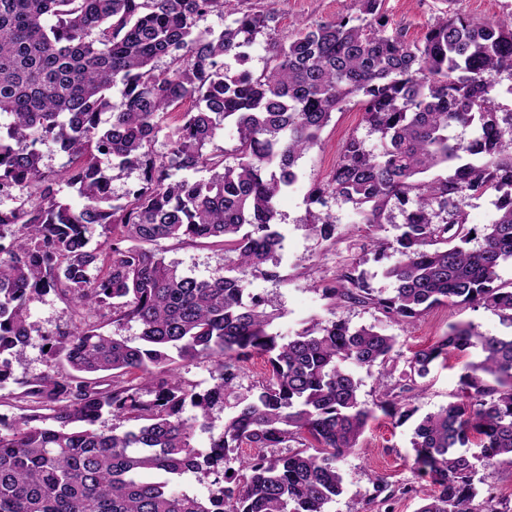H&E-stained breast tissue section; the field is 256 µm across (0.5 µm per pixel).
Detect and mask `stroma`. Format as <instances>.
<instances>
[{
  "mask_svg": "<svg viewBox=\"0 0 512 512\" xmlns=\"http://www.w3.org/2000/svg\"><path fill=\"white\" fill-rule=\"evenodd\" d=\"M243 11L272 12L270 23L281 40H288L299 29L313 28L337 16H358L357 0H240ZM382 10L390 26L406 29L409 39H421L435 21L455 12L479 21L499 20L512 16V0H383ZM365 139L370 149L380 146L371 135L356 102L347 103L333 113L321 133L320 143L298 162V180L277 202V222L285 239L276 254L279 279L250 278L251 293L261 296L268 309L278 311L273 323L275 333L292 336L311 322L327 319L328 302L318 289L321 279L333 277L347 265L356 266L375 292L390 293L391 280L382 274L369 246L370 232L361 224L351 204L333 197L329 205L336 217V241L329 244L312 236L304 225L308 195L318 184H326L336 165L343 144L350 136ZM166 260L178 263L180 269L199 276L223 270L226 258L219 247L209 244L177 246L163 240L158 245ZM343 314L353 326L373 325L395 336L403 352H410L433 343L443 335L449 324L472 322L480 332L505 334L499 316L479 308L441 307L410 324H395L369 307L350 306ZM30 321L36 331L26 349L22 364L16 365L13 378L0 384V413L14 415L12 398L18 391L19 379H30L57 367L56 360L44 350L43 333L65 328L71 311L55 294H48L33 303ZM468 356L454 354L444 363L431 367L421 379L422 389L414 399L417 416L437 411L458 392L459 376ZM412 422L399 423L384 416L369 422L359 448L342 464L344 492L329 504L328 512H417L419 499L402 495L401 487L412 484L429 489L428 477L413 468ZM382 486H375V478Z\"/></svg>",
  "mask_w": 512,
  "mask_h": 512,
  "instance_id": "stroma-1",
  "label": "stroma"
}]
</instances>
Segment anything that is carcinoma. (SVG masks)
Returning <instances> with one entry per match:
<instances>
[{
  "label": "carcinoma",
  "instance_id": "1",
  "mask_svg": "<svg viewBox=\"0 0 512 512\" xmlns=\"http://www.w3.org/2000/svg\"><path fill=\"white\" fill-rule=\"evenodd\" d=\"M232 2L0 0V197L19 192L0 208V384L23 361L35 301L53 292L74 317L43 335L60 370L21 382L19 414L0 416V512H327L369 421L411 418L417 379L453 352L475 360L454 399L415 424L413 466L432 486L418 512H499L491 492L475 503L473 476L478 462L512 466V335L456 322L405 357L396 337L338 310L369 306L408 324L440 306L484 308L512 327V282L499 274L512 262V112L497 103V76L512 75V18L454 13L411 41L388 26L382 0H359L355 18L269 36L256 76L244 65L269 15L197 29L209 13H237ZM353 98L380 149L348 138L328 183L311 189L320 210L305 224L335 239L329 196L373 232L398 206L395 243H370L394 288L376 294L347 265L321 282L330 317L286 338L248 276L279 278L276 203ZM186 100L167 152L155 153L161 120ZM227 119L233 166L213 146ZM459 126L471 138L451 135ZM48 141L68 157L57 172L42 167ZM440 167L448 176L427 177ZM116 169L140 172L124 203L112 195ZM200 169L208 178H173ZM62 184L81 207L60 200ZM485 195L499 216L477 228L460 201ZM94 224L112 229L105 249L90 246ZM162 239L218 245L229 264L186 274L154 248ZM132 322L135 341L105 330ZM255 355L266 372L243 393ZM400 357L409 371L392 386L387 367ZM203 359L216 377L199 391L177 363ZM364 367L379 368L370 406L354 375ZM217 407L228 410L220 427ZM105 414L119 424L97 427ZM188 474L213 477L207 497L176 489Z\"/></svg>",
  "mask_w": 512,
  "mask_h": 512
}]
</instances>
